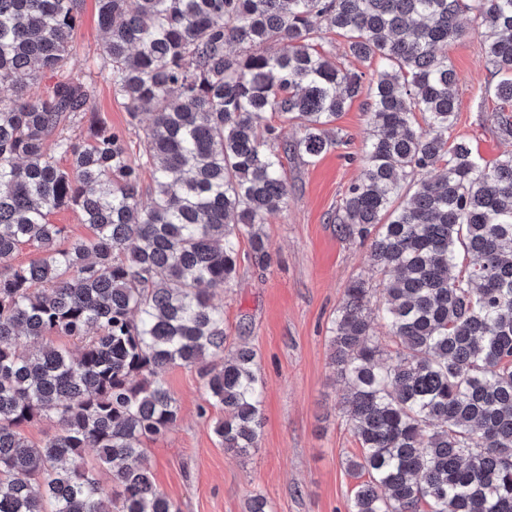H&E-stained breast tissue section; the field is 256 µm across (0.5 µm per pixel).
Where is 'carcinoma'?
Returning <instances> with one entry per match:
<instances>
[{
    "mask_svg": "<svg viewBox=\"0 0 512 512\" xmlns=\"http://www.w3.org/2000/svg\"><path fill=\"white\" fill-rule=\"evenodd\" d=\"M81 2L0 0V512H179L141 463L179 418L171 366L200 369L224 453L257 447V354L226 346L211 290L234 279L242 232L267 256L256 226L288 195L282 154L342 144L329 125L363 88L326 28L377 63L361 175L336 215L381 275L353 278L332 321L361 448L347 468L368 475L348 512H512V154L487 165L448 138V44L467 16L512 138V0H96L112 91L132 120L150 116L135 165L93 110L94 79L66 72ZM269 112L301 135L260 137ZM61 208L92 230L65 249ZM23 245L44 258L6 264ZM42 418L60 431L35 444L22 428Z\"/></svg>",
    "mask_w": 512,
    "mask_h": 512,
    "instance_id": "1",
    "label": "carcinoma"
}]
</instances>
